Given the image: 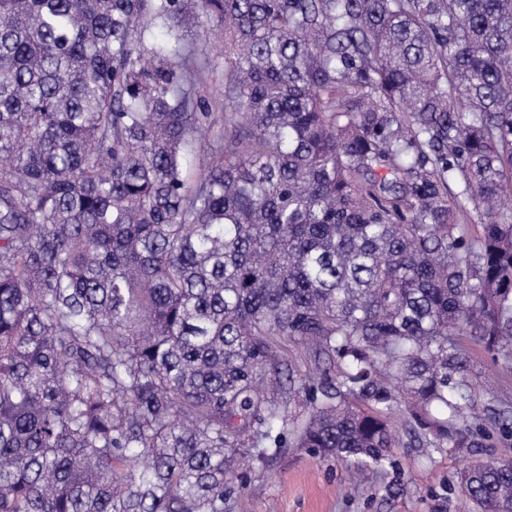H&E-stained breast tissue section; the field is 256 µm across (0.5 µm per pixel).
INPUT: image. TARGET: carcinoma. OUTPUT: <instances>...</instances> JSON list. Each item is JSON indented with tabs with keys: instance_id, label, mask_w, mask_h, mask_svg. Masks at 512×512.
Listing matches in <instances>:
<instances>
[{
	"instance_id": "carcinoma-1",
	"label": "carcinoma",
	"mask_w": 512,
	"mask_h": 512,
	"mask_svg": "<svg viewBox=\"0 0 512 512\" xmlns=\"http://www.w3.org/2000/svg\"><path fill=\"white\" fill-rule=\"evenodd\" d=\"M464 335L512 362V0H0V512H224L289 435L382 470L401 399L409 445L484 448ZM458 481L512 512L511 461ZM190 60L187 68L191 79L186 86L190 96L196 98L198 91L212 98L220 97L224 90V32L213 24L201 19L200 27L192 29L185 36ZM285 344L284 357L293 367L296 366L302 371H312L318 366L324 368L327 365V360L325 361L322 356L319 358L316 355L314 346H301L292 342Z\"/></svg>"
}]
</instances>
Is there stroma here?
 <instances>
[{
    "instance_id": "obj_1",
    "label": "stroma",
    "mask_w": 512,
    "mask_h": 512,
    "mask_svg": "<svg viewBox=\"0 0 512 512\" xmlns=\"http://www.w3.org/2000/svg\"><path fill=\"white\" fill-rule=\"evenodd\" d=\"M185 43L190 94L220 96L223 31L204 21L187 33ZM462 343L473 364L474 421L492 427V409L512 403V371L473 338L463 337ZM392 458V467L358 473L336 458L315 457L302 448L248 457L240 469V487L224 512H461L455 477L461 453L401 446Z\"/></svg>"
}]
</instances>
